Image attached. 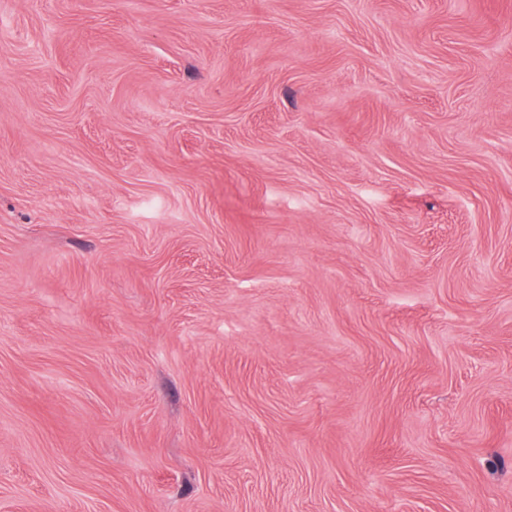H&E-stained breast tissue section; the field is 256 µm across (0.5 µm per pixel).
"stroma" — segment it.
I'll use <instances>...</instances> for the list:
<instances>
[{"mask_svg":"<svg viewBox=\"0 0 512 512\" xmlns=\"http://www.w3.org/2000/svg\"><path fill=\"white\" fill-rule=\"evenodd\" d=\"M0 512H512V0H0Z\"/></svg>","mask_w":512,"mask_h":512,"instance_id":"stroma-1","label":"stroma"}]
</instances>
